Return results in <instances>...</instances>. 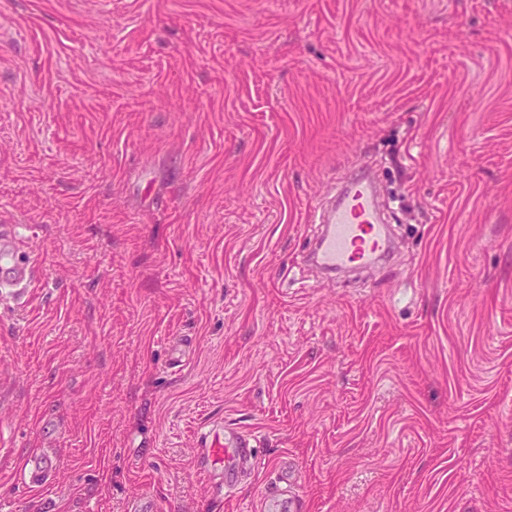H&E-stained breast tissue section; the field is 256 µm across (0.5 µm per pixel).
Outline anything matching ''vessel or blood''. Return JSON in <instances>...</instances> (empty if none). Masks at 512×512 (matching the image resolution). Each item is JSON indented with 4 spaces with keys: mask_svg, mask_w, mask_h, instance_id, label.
I'll use <instances>...</instances> for the list:
<instances>
[{
    "mask_svg": "<svg viewBox=\"0 0 512 512\" xmlns=\"http://www.w3.org/2000/svg\"><path fill=\"white\" fill-rule=\"evenodd\" d=\"M313 221L320 224L321 231L312 260L324 271L367 267L388 258L393 251V241L377 204L375 190L365 175H352L340 188L330 211L314 214ZM16 238L14 227L0 226V292L19 300L29 292L34 266L16 250ZM204 455L208 461L219 462L217 487L229 492L236 484L240 466L252 455L250 440L225 431L219 425L205 434ZM55 470L53 456L43 453L23 463L19 478L40 487L50 480Z\"/></svg>",
    "mask_w": 512,
    "mask_h": 512,
    "instance_id": "1",
    "label": "vessel or blood"
}]
</instances>
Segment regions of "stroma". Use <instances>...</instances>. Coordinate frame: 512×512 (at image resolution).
<instances>
[{"label": "stroma", "mask_w": 512, "mask_h": 512, "mask_svg": "<svg viewBox=\"0 0 512 512\" xmlns=\"http://www.w3.org/2000/svg\"><path fill=\"white\" fill-rule=\"evenodd\" d=\"M379 160L391 261L317 278ZM1 224L0 512H512V0H0ZM18 238L15 228L10 225L0 226V288L1 296L8 294L15 300L25 298L33 280L34 266L29 258L13 246ZM204 455L206 460L214 462L218 460L221 465L216 482L217 488L225 493H230L236 484V474L242 463L249 457L254 458L250 446V439L242 434H234L224 431V426L212 428L204 435ZM55 470L56 464L53 456L43 453L31 456L23 463L19 478L24 483L41 487L50 480Z\"/></svg>", "instance_id": "obj_1"}]
</instances>
